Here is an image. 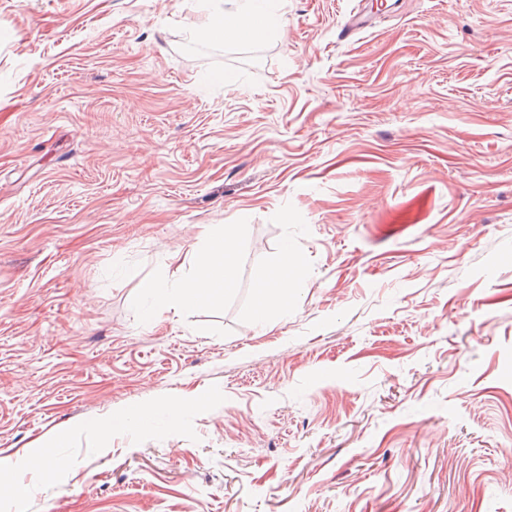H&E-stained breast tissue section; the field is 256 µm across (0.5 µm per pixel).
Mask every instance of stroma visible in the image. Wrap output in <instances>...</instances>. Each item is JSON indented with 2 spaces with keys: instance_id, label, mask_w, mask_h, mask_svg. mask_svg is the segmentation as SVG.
Instances as JSON below:
<instances>
[{
  "instance_id": "35a3bbf8",
  "label": "stroma",
  "mask_w": 512,
  "mask_h": 512,
  "mask_svg": "<svg viewBox=\"0 0 512 512\" xmlns=\"http://www.w3.org/2000/svg\"><path fill=\"white\" fill-rule=\"evenodd\" d=\"M224 6L0 0V512H512V0ZM240 1L235 0L237 4L234 5V8L211 16L202 22L191 31V36L204 43L214 38L235 40L260 28L280 23L270 19L257 20L256 17L248 13L247 8L244 4H240ZM236 253V243L225 225L196 255L191 273L181 282L170 285L164 281L145 280L142 288L155 300L158 311L210 303L223 296L224 288H230ZM302 264L298 255L280 249L270 262L269 276L256 289L255 312L262 316L273 310L288 309V295L295 287L297 267Z\"/></svg>"
}]
</instances>
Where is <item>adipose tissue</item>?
Returning a JSON list of instances; mask_svg holds the SVG:
<instances>
[{
	"mask_svg": "<svg viewBox=\"0 0 512 512\" xmlns=\"http://www.w3.org/2000/svg\"><path fill=\"white\" fill-rule=\"evenodd\" d=\"M267 20L256 19L238 2L234 8L209 17L191 32L200 42L215 38L235 40L255 30L267 27ZM237 246L230 229L222 228L210 238L193 263L191 273L181 282L168 284L159 280L143 283L144 292L152 297L158 310L184 308L206 304L223 296L232 284ZM300 256L280 249L270 262V273L256 289L255 312L265 315L273 310L288 308V296L293 290Z\"/></svg>",
	"mask_w": 512,
	"mask_h": 512,
	"instance_id": "adipose-tissue-1",
	"label": "adipose tissue"
}]
</instances>
